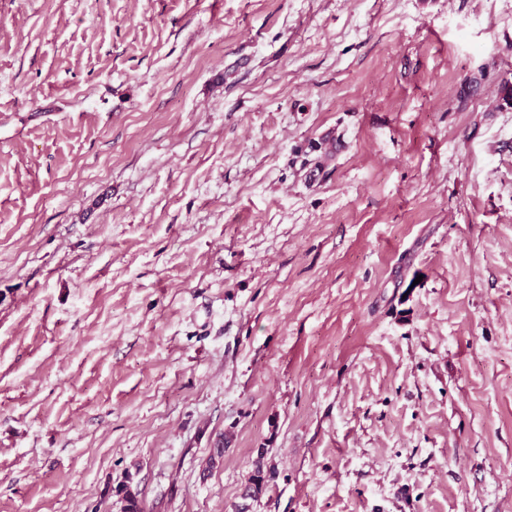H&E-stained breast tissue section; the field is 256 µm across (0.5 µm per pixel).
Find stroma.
I'll list each match as a JSON object with an SVG mask.
<instances>
[{
	"label": "stroma",
	"mask_w": 512,
	"mask_h": 512,
	"mask_svg": "<svg viewBox=\"0 0 512 512\" xmlns=\"http://www.w3.org/2000/svg\"><path fill=\"white\" fill-rule=\"evenodd\" d=\"M259 461L512 512V0H0V512Z\"/></svg>",
	"instance_id": "35a3bbf8"
}]
</instances>
